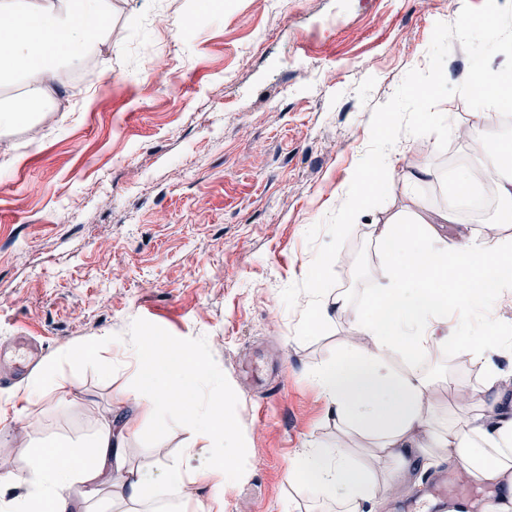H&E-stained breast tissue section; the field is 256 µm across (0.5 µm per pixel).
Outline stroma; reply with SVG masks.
I'll return each mask as SVG.
<instances>
[{
	"label": "stroma",
	"instance_id": "stroma-1",
	"mask_svg": "<svg viewBox=\"0 0 512 512\" xmlns=\"http://www.w3.org/2000/svg\"><path fill=\"white\" fill-rule=\"evenodd\" d=\"M484 0H112V38L60 75L66 93L32 121L0 131V343L33 337L40 363L73 382L69 402L45 391L27 406L32 426L0 441L15 469L30 442L90 434L123 416L135 387L127 350L159 334L192 347L223 377L224 413L239 433L241 479L224 512H330V501L289 481L305 449L334 439L336 425L310 373L336 349H358L343 319L304 343L295 336L306 297L287 308L316 244L307 230L336 210L370 139L376 106L406 72L426 69L436 23ZM166 24H157L158 16ZM455 131L402 136L380 206L355 221L335 263V290L371 310L372 277L385 256L375 224L438 208L458 171L478 165L472 138L486 133L458 95L439 105ZM418 167L429 175L408 184ZM481 325L449 318L438 354L396 360L478 387L483 369L512 374V352L488 348L483 367L459 362L458 337ZM111 337L97 355L93 338ZM134 466L161 472L186 456L208 468L210 449L172 423L144 421L127 445ZM450 488L474 512L499 487L443 464ZM433 471L413 469L380 512H446L418 499Z\"/></svg>",
	"mask_w": 512,
	"mask_h": 512
}]
</instances>
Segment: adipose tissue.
Instances as JSON below:
<instances>
[{
  "instance_id": "ef3b65f1",
  "label": "adipose tissue",
  "mask_w": 512,
  "mask_h": 512,
  "mask_svg": "<svg viewBox=\"0 0 512 512\" xmlns=\"http://www.w3.org/2000/svg\"><path fill=\"white\" fill-rule=\"evenodd\" d=\"M111 14L112 0H0L1 128L53 102L60 70L81 66L108 42ZM14 87L21 97L10 96ZM482 152L479 169L493 181L500 202L487 234L438 244L439 226L458 221L471 183L466 173L439 209L380 227L377 238L388 247L386 286L368 315H358L345 296H327L319 275H309L312 314L348 320L368 340L365 349L336 351L312 371L339 437L304 450L288 474L303 479L315 496L333 500L336 512H377L383 488L400 473L443 460L507 489L482 512H512V387L484 371L478 404L486 417L450 414L424 400L436 376L391 365L393 358L437 347L436 328L449 309L478 321L512 296V234L501 231L512 223V141H490ZM129 365L136 379L134 416L105 423L87 441L44 440L30 449L24 470L1 469L0 484L19 493L0 497V512H79L105 483L113 504L143 512L152 473L131 467L126 454L139 417L173 421L214 450L215 463L205 470H193L185 459L166 466L161 482L168 493L181 496L188 483L204 480L216 504H223L225 486L241 474L232 448L237 427L224 415L222 382L193 350L163 336L140 337ZM378 460L391 461V468L377 471Z\"/></svg>"
}]
</instances>
